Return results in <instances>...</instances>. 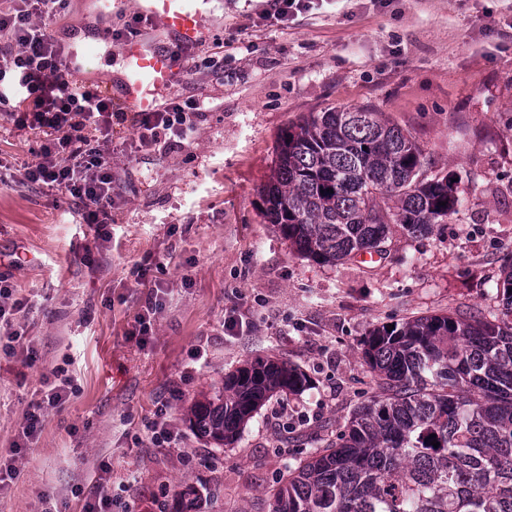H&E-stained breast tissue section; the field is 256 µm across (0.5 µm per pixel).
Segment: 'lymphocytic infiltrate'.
<instances>
[{"instance_id": "1", "label": "lymphocytic infiltrate", "mask_w": 512, "mask_h": 512, "mask_svg": "<svg viewBox=\"0 0 512 512\" xmlns=\"http://www.w3.org/2000/svg\"><path fill=\"white\" fill-rule=\"evenodd\" d=\"M67 0H16L0 11V115L18 130H48L25 169L30 183L67 192L83 210L88 224L112 217V160L98 146L110 136L113 123H130L142 146L174 149L188 140L201 106L193 100L168 97L153 112L127 114L112 109V99L98 90L72 84L60 58V45L48 31L62 15ZM42 399L25 416L19 438L23 447L36 441L45 412L66 399L70 380L60 369L42 378Z\"/></svg>"}]
</instances>
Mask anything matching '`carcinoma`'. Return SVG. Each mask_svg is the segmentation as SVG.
Masks as SVG:
<instances>
[{"label": "carcinoma", "instance_id": "obj_1", "mask_svg": "<svg viewBox=\"0 0 512 512\" xmlns=\"http://www.w3.org/2000/svg\"><path fill=\"white\" fill-rule=\"evenodd\" d=\"M435 168L381 112H310L278 137L262 214L297 255L335 265L381 251L391 224L416 237L457 214L462 192ZM499 288L493 320L432 314L374 329L363 356L376 392L288 469L268 512H512V265ZM305 385L284 361L250 363L191 405L190 426L222 445L273 394Z\"/></svg>", "mask_w": 512, "mask_h": 512}]
</instances>
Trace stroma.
Returning <instances> with one entry per match:
<instances>
[{
  "label": "stroma",
  "instance_id": "stroma-1",
  "mask_svg": "<svg viewBox=\"0 0 512 512\" xmlns=\"http://www.w3.org/2000/svg\"><path fill=\"white\" fill-rule=\"evenodd\" d=\"M135 2L98 17L69 0L50 32L93 40L124 28ZM270 7L216 0L174 87L206 105L183 146L142 147L115 127L106 247L71 197L25 180L43 133L0 118V279L30 303L20 320L34 348L0 358V452L43 374L64 368L75 387L19 458L0 512H40L45 498L81 512L100 485L131 512H267L287 465L374 395L363 349L375 328L499 314L496 284L512 260V0H314L285 24L264 19ZM360 106L409 131L459 179L463 203L423 237L392 226L375 260L319 264L265 221L259 191L283 128ZM152 298L144 345L132 329ZM233 311L244 326L230 336ZM266 359L298 367L310 387L274 395L230 444L198 437L192 402ZM163 400L176 439L158 447L148 424Z\"/></svg>",
  "mask_w": 512,
  "mask_h": 512
}]
</instances>
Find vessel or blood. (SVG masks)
Segmentation results:
<instances>
[{"label": "vessel or blood", "instance_id": "1", "mask_svg": "<svg viewBox=\"0 0 512 512\" xmlns=\"http://www.w3.org/2000/svg\"><path fill=\"white\" fill-rule=\"evenodd\" d=\"M137 12L171 38L162 48L140 34L123 42L119 78L124 101L134 111L151 112L173 89L181 65L177 51L198 46L214 19L203 0H137Z\"/></svg>", "mask_w": 512, "mask_h": 512}]
</instances>
